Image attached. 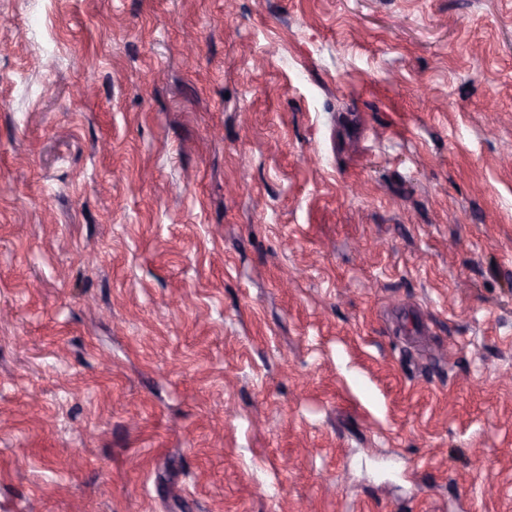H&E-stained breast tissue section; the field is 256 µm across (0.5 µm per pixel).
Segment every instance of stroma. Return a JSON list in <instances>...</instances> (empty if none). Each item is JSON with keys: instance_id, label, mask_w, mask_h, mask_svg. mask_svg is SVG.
<instances>
[{"instance_id": "stroma-1", "label": "stroma", "mask_w": 512, "mask_h": 512, "mask_svg": "<svg viewBox=\"0 0 512 512\" xmlns=\"http://www.w3.org/2000/svg\"><path fill=\"white\" fill-rule=\"evenodd\" d=\"M0 512H512V0H0Z\"/></svg>"}]
</instances>
